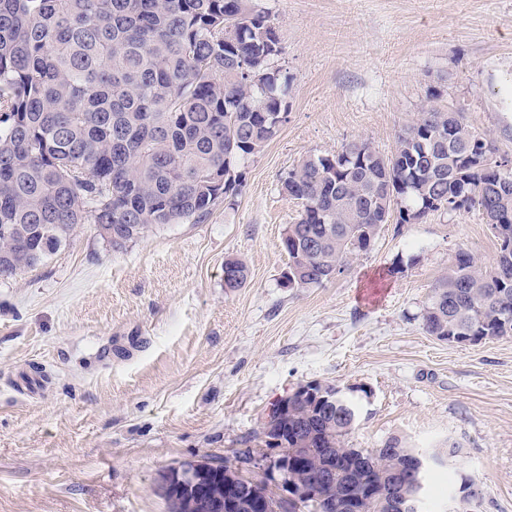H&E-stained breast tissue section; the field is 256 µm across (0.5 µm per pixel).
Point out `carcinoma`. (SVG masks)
<instances>
[{
    "mask_svg": "<svg viewBox=\"0 0 512 512\" xmlns=\"http://www.w3.org/2000/svg\"><path fill=\"white\" fill-rule=\"evenodd\" d=\"M271 15L256 0H0V280L16 278L67 246L81 224H113L122 249L163 224L202 222L242 188V168L279 131L288 75ZM263 74L253 82L248 73ZM488 138L461 113L430 105L390 156L365 140L310 155L281 179L301 205L285 229V288L320 286L366 252L382 225L419 222L445 209L495 216L494 267L461 251L431 288L423 330L444 340L512 335V165L472 167L456 150ZM221 181L202 184L199 174ZM230 291L246 263L224 259ZM284 448H305L296 480L314 484L327 459L354 454L346 437L355 404L295 400ZM397 438L373 448L376 469L348 468L321 485L360 512H390L422 477ZM224 499V473L206 479Z\"/></svg>",
    "mask_w": 512,
    "mask_h": 512,
    "instance_id": "cac0c4a2",
    "label": "carcinoma"
}]
</instances>
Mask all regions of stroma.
Returning <instances> with one entry per match:
<instances>
[{
	"label": "stroma",
	"mask_w": 512,
	"mask_h": 512,
	"mask_svg": "<svg viewBox=\"0 0 512 512\" xmlns=\"http://www.w3.org/2000/svg\"><path fill=\"white\" fill-rule=\"evenodd\" d=\"M257 2L283 46L270 65L291 79L288 118L234 204L119 251L86 224L0 281V512H168L163 469L262 457L266 410L310 381L357 387L349 447L459 444L429 473L431 512L448 504L452 468L479 485L475 512H512V336L448 343L422 326L457 252L496 261L479 211L388 222L329 282H280L300 211L280 180L307 155L360 140L392 154L434 103L512 161V0ZM228 256L249 269L233 292Z\"/></svg>",
	"instance_id": "stroma-1"
}]
</instances>
